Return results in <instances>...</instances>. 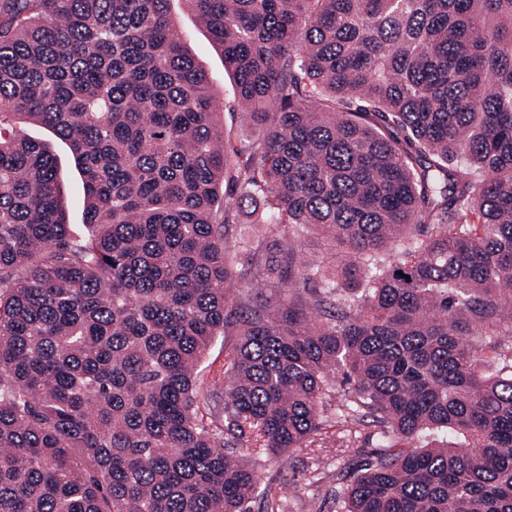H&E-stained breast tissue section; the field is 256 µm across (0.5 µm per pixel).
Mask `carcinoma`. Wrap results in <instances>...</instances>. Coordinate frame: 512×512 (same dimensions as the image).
Instances as JSON below:
<instances>
[{"instance_id":"obj_1","label":"carcinoma","mask_w":512,"mask_h":512,"mask_svg":"<svg viewBox=\"0 0 512 512\" xmlns=\"http://www.w3.org/2000/svg\"><path fill=\"white\" fill-rule=\"evenodd\" d=\"M185 2L248 136L170 0H0V512H286L224 435L366 429L336 512H512V0ZM171 18L181 30L186 45L197 61L210 74L213 92L224 104L231 103L234 99V82L224 70V60L182 0H172ZM27 134L36 140H48L52 143L55 153L62 164L61 189L67 209V224H71L74 232L84 230L85 223L82 182L74 168L68 147L64 142L55 138L49 131L39 126H28ZM232 337L219 336L202 359L200 378H203L206 383L224 372V340L229 341Z\"/></svg>"}]
</instances>
